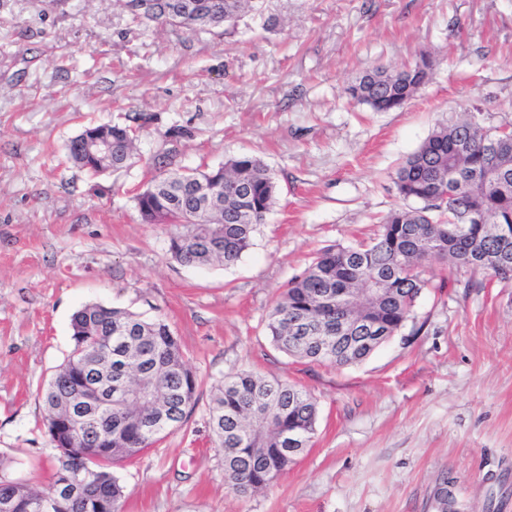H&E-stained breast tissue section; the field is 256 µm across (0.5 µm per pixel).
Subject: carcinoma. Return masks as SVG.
I'll return each mask as SVG.
<instances>
[{"label":"carcinoma","instance_id":"obj_1","mask_svg":"<svg viewBox=\"0 0 512 512\" xmlns=\"http://www.w3.org/2000/svg\"><path fill=\"white\" fill-rule=\"evenodd\" d=\"M152 12L132 16L146 27L164 22V0H151ZM224 24L232 25L258 0H211ZM430 61L401 68L376 67L345 88L353 101L376 112L403 107L429 76ZM461 124L472 129L465 156L457 154L450 126L434 132L396 169L394 184L403 200L416 207H399L385 219L369 244L333 246L322 250L309 267L295 276L268 316L267 331L273 345L285 354L312 362L350 365L367 358L374 348L354 350L336 344V336L321 340L293 334V322L307 320L329 324L336 299H351L357 315L379 323L396 335L411 318L416 299L428 281L426 265L452 262L468 252H489L498 246L497 226L512 225V142L499 146V172L486 177L484 162L490 146L482 127L470 118ZM107 130L120 148L112 151L108 166L117 170L132 155L125 143L128 126L93 125L92 134ZM77 166L98 173V164L72 140L67 147ZM167 156L157 158L159 173L152 189L136 197L147 223L154 214L169 217V252L181 264L236 263L251 246L258 226L273 208L277 184L269 167L253 156L232 157L207 171L188 169L170 173ZM456 170L448 182V170ZM224 179L217 188L223 197L220 211L210 223L196 224L188 199L172 192L177 178L210 181ZM73 347L54 375L52 392L42 394L45 416L59 419L56 439L65 446L57 452L56 470L71 461L88 459L96 470L87 476L83 496L77 501L59 499L57 474L40 488L5 476L0 459V502L9 512H40V504L54 502L51 512H122L124 486L112 465L141 455L162 435L180 427L198 403L197 374L188 366L181 344L161 318L144 320L126 309L90 303L71 320ZM112 388V406L80 422L66 423L67 403L76 395L94 396ZM209 424L223 453L224 482L233 492L247 495L267 487L295 460L288 452V433L311 445L318 408L305 391L278 378L251 372L224 380L208 404ZM108 426L111 437L94 439L88 429Z\"/></svg>","mask_w":512,"mask_h":512}]
</instances>
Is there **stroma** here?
<instances>
[{"label": "stroma", "mask_w": 512, "mask_h": 512, "mask_svg": "<svg viewBox=\"0 0 512 512\" xmlns=\"http://www.w3.org/2000/svg\"><path fill=\"white\" fill-rule=\"evenodd\" d=\"M430 75L401 109L343 96L420 54ZM471 116L512 125V0H260L234 25L133 21L125 0H0V457L41 484L55 451L41 392L98 302L162 317L201 384L186 421L115 465L123 512H512V283L434 265L406 326L362 362L287 356L266 324L318 252L370 240L400 205L397 166ZM136 131L117 171L67 158L90 125ZM191 137L176 138V128ZM262 159L277 201L233 265L186 266L135 197L167 155L207 170ZM309 393L310 448L263 491L224 484L211 390L239 372Z\"/></svg>", "instance_id": "obj_1"}]
</instances>
